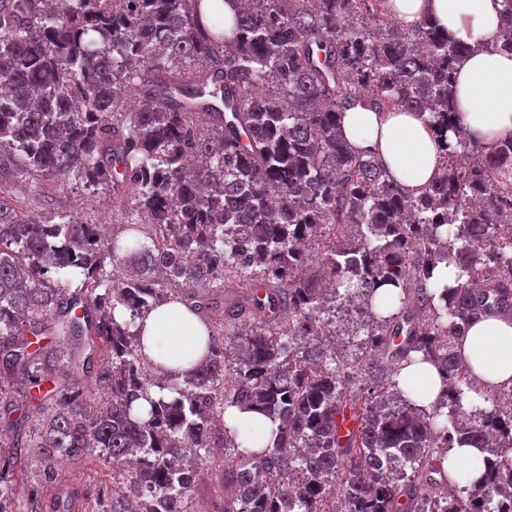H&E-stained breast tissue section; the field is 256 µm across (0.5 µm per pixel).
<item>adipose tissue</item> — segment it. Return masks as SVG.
I'll list each match as a JSON object with an SVG mask.
<instances>
[{
  "mask_svg": "<svg viewBox=\"0 0 512 512\" xmlns=\"http://www.w3.org/2000/svg\"><path fill=\"white\" fill-rule=\"evenodd\" d=\"M390 16L410 27L429 17L455 39L473 46L456 68L455 104L463 129L486 146L512 135V56L487 50L500 28V0H387ZM340 132L353 146L374 152L391 176L411 192L424 189L438 171L441 144L424 116L355 108L341 117ZM143 355L159 372L184 378L205 355V326L181 303L168 302L136 323ZM461 357L481 388L512 383V322L488 319L468 330ZM398 385L419 408L432 409L446 386L431 364L404 369ZM224 425L240 450L262 447L272 422L257 412L230 407ZM458 485L466 486L484 468L479 449L451 445L443 459Z\"/></svg>",
  "mask_w": 512,
  "mask_h": 512,
  "instance_id": "obj_1",
  "label": "adipose tissue"
}]
</instances>
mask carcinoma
Listing matches in <instances>:
<instances>
[{
  "label": "carcinoma",
  "mask_w": 512,
  "mask_h": 512,
  "mask_svg": "<svg viewBox=\"0 0 512 512\" xmlns=\"http://www.w3.org/2000/svg\"><path fill=\"white\" fill-rule=\"evenodd\" d=\"M386 2L0 0V177L108 189L132 233L107 237L43 194L33 203L53 211L21 218L0 197V461L38 457L50 482L94 454L136 461L93 503L74 485L20 495L1 467L0 512H190L197 467L216 458V512H336L338 496L346 512H491L512 499V386L464 408L478 387L458 351L473 324L512 317V136L491 151L467 137L454 73L474 48L429 19L385 21ZM490 48L512 53V0ZM358 105L429 114L443 154L420 194L342 137ZM326 229L323 252H305ZM440 265L453 282L433 281ZM230 278L249 292L220 308L210 289ZM386 282L401 291L384 316ZM355 298L372 318L365 395L329 340L336 303ZM168 300L200 317L207 356L159 382L131 328ZM418 362L449 393L429 413L397 387ZM228 406L276 432L239 451L220 424ZM454 442L486 464L458 496L434 454Z\"/></svg>",
  "instance_id": "carcinoma-1"
}]
</instances>
